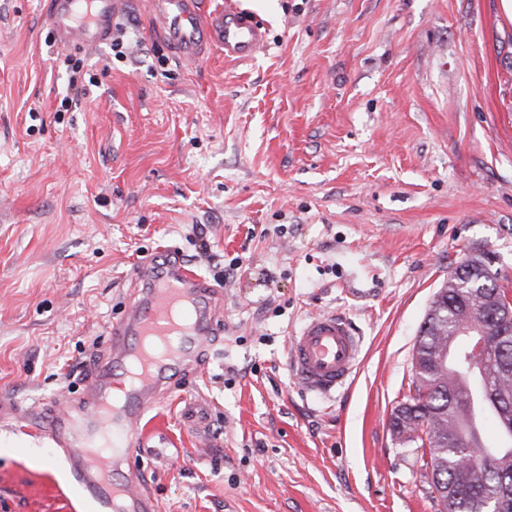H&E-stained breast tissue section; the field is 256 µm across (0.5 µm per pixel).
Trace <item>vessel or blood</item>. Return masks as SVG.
<instances>
[{"label": "vessel or blood", "instance_id": "vessel-or-blood-1", "mask_svg": "<svg viewBox=\"0 0 512 512\" xmlns=\"http://www.w3.org/2000/svg\"><path fill=\"white\" fill-rule=\"evenodd\" d=\"M126 0H50L45 15L59 45L97 50L112 35ZM153 29L179 61L196 63L212 49L248 62L266 45L267 31L232 4L215 9L206 0H150ZM131 279L138 296L113 322L112 344L81 393L51 403L40 428L66 462L73 486L92 512H159L129 467L142 452L134 425L186 373L201 370L221 294L184 263L175 250L165 262L145 259ZM363 336L336 311L306 318L289 338L286 367L297 389L329 398L355 375ZM206 397L186 402L185 425L206 435Z\"/></svg>", "mask_w": 512, "mask_h": 512}]
</instances>
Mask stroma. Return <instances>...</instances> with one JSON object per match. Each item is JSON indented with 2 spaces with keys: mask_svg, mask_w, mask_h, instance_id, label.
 Returning a JSON list of instances; mask_svg holds the SVG:
<instances>
[{
  "mask_svg": "<svg viewBox=\"0 0 512 512\" xmlns=\"http://www.w3.org/2000/svg\"><path fill=\"white\" fill-rule=\"evenodd\" d=\"M0 0V512H89L33 426L79 393L142 260L175 249L221 290L205 368L140 426L160 512H438L390 427L426 311L465 258L512 292V20L500 0H235L251 62L175 60L149 0L124 58L54 42ZM95 74L61 110L74 65ZM240 265L233 278L224 267ZM364 336L328 404L286 368L318 311ZM207 397L211 440L181 419Z\"/></svg>",
  "mask_w": 512,
  "mask_h": 512,
  "instance_id": "35a3bbf8",
  "label": "stroma"
}]
</instances>
